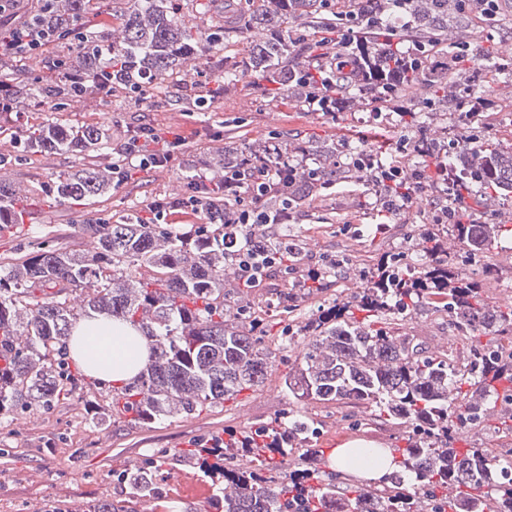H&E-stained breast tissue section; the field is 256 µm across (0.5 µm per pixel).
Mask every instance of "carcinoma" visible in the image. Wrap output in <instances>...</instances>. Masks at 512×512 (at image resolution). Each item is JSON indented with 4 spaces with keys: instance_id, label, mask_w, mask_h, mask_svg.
Instances as JSON below:
<instances>
[{
    "instance_id": "obj_1",
    "label": "carcinoma",
    "mask_w": 512,
    "mask_h": 512,
    "mask_svg": "<svg viewBox=\"0 0 512 512\" xmlns=\"http://www.w3.org/2000/svg\"><path fill=\"white\" fill-rule=\"evenodd\" d=\"M107 0H38L26 12L22 27L50 29L55 35L47 50L34 54L35 67L24 82L12 83L14 63L21 57L0 56V104L14 109L24 94L33 102H52L59 110L94 93L108 101L126 97L140 86L158 88L184 80L180 59L188 54L224 51V21L211 25L205 40L183 20L185 0H116V18L126 36L117 43L85 26ZM240 29L260 38L252 40L236 69L195 86L200 97L218 102L224 89L244 76H256L288 89L299 103L308 89L293 79L288 66L295 44L285 26L295 25L327 7V0H245ZM461 15L459 0H407L401 11L412 36L426 44L448 43V16ZM386 27L367 28L357 59L373 63ZM455 75L432 67L412 78L373 70L364 87L373 90L391 83L398 91L419 89L432 109L448 96ZM16 137L31 153L75 152L87 157L112 149V126L68 125L48 122L21 129ZM289 163L293 181L288 194H315L321 184L280 142L243 144L224 153V168L251 163ZM447 167L451 190L474 187L491 197L512 198V147L465 138L434 165ZM112 189V167L97 165L59 175L51 187L61 201L83 205ZM205 224L184 232L158 230L133 216L112 224L83 225L96 239L91 254L65 248L40 249L12 263L0 276V418L17 408L47 409L60 395L75 390L67 339L84 318L99 315L124 320L144 336L150 351L136 379L112 387L106 405L88 411L90 421L104 425L133 413L144 426L162 419H188L196 413L256 390L273 367L264 346L268 323L248 306L238 309L247 327L224 325V283L234 273L225 251L239 229L224 223L223 193L202 203ZM23 222V208L10 187L0 181V229ZM451 232L474 255L490 250L498 224H452ZM428 260L408 268L386 256L367 264L364 287L352 299H337L291 332L302 337L296 367L284 376L288 394L298 401L320 403L349 400L373 404L379 415L408 422L413 435L408 446L394 448L397 468L384 477L382 487H354L340 491L323 478L322 450L316 447L310 420L290 415L255 428L224 432V447L195 448L183 460L205 474L214 489L215 512H418L423 492L438 494V512H484L496 501V512H512V479L501 476L503 466L486 448H456L458 431L475 424L489 402L512 391V348L496 337L512 334V306H490L479 295L482 284L432 254L443 252L441 232L422 233ZM253 247L280 253L296 267L305 247L295 240L272 237L261 227L249 234ZM428 299L437 300L440 314L454 317L467 344V358L457 365L448 354L425 355L407 336L389 326L375 328L370 317L404 318ZM21 310L29 311L23 324ZM363 312L360 319L356 313ZM29 336L16 345L18 331ZM491 339L483 342L481 336ZM240 448L255 467H224V450ZM305 449L303 468L290 459ZM157 465L121 471L120 479L133 499L161 495L159 471L169 452L159 453Z\"/></svg>"
}]
</instances>
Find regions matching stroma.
Masks as SVG:
<instances>
[{"label": "stroma", "instance_id": "1", "mask_svg": "<svg viewBox=\"0 0 512 512\" xmlns=\"http://www.w3.org/2000/svg\"><path fill=\"white\" fill-rule=\"evenodd\" d=\"M451 38L467 50L459 62L461 68L488 74L491 65L512 45V0H502L494 26L484 25L481 15L472 12L467 23L453 30ZM224 43V54L186 59L185 82L163 93L150 94L143 102L125 99L107 107L99 98L91 97L65 111L51 112L23 99L17 111L0 112V154L11 159L0 169V178L10 184L16 198L28 208L24 223L0 235V258L19 257L42 247L93 251L95 243L82 233L81 224H105L119 215H140L156 199H182L187 194L189 176L222 178L219 160L225 149L244 142L260 143L275 134L288 144L305 146L298 161L307 169L318 168L316 148L321 143H335L343 155L352 150L364 151L386 162L400 138L416 139L430 128L445 141L474 130L481 138L512 146V82L492 79L487 82L493 102L491 111L466 117L452 99L446 115L434 116L422 124H401L396 112L390 113L386 122L376 121L374 102L358 89L353 92V108L336 117L306 112L274 102L271 90L254 77L243 78L235 89L225 93L223 103L213 104L207 111H183L182 103L189 96L191 85L233 69L248 47L245 33L237 29L225 30ZM47 121L108 124L119 143L136 134L142 125L150 124L158 129L160 138L149 143V150H163L176 137L183 144L161 169H142L130 158H119V165L129 169V176L107 195L72 208L55 202L49 189L59 174L81 168L82 156L29 155L13 137L14 131ZM443 188L440 179L429 178L414 206L390 215L381 212L375 191L366 179L337 178L316 196L301 201L289 222L273 226L271 232L278 237L305 240L306 263L310 266H328L350 242L356 244L360 254L376 258L398 253L409 264L421 253L420 234L429 227L431 207L442 200ZM468 213L478 222L502 225L503 232L483 258L471 255L455 236H446V258L453 268L477 277L485 265H492L493 278L481 295L490 305L511 304L512 201L492 198L483 206H469ZM291 283V278L274 270L257 287L241 289L226 301L227 326H239L236 308L241 300L260 309L272 326L265 345L273 357V370L259 391L242 392L188 420H161L148 428L119 420L96 427L87 419L83 403L104 402L109 388L98 383L84 386L81 395L60 397L50 409H20L14 417L0 420V445L10 449L8 455H0V512H45L50 505L88 512L102 499L124 504L127 492L123 484L115 481L116 472L145 464L159 449L191 447L219 437L224 430L255 427L291 412L313 420L322 448L335 449L350 441L369 442L380 448L400 443L408 436L410 425L379 420L370 405L348 401L304 404L288 395L282 377L296 352L281 339L282 328L291 322L304 325L318 304L357 294L364 286V277L354 267L336 270L318 297L302 301L298 310L289 315L283 313L277 300ZM400 332L427 352L449 350L456 361L464 359L465 343L449 332L447 317L433 314L430 308L408 315ZM456 445L487 448L496 457L512 458V432L502 428L496 416L482 418L480 423L459 431ZM160 486L161 498L140 500L135 505L136 512H204L213 497L208 480L187 465L165 466Z\"/></svg>", "mask_w": 512, "mask_h": 512}]
</instances>
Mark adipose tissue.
<instances>
[{"instance_id":"ef3b65f1","label":"adipose tissue","mask_w":512,"mask_h":512,"mask_svg":"<svg viewBox=\"0 0 512 512\" xmlns=\"http://www.w3.org/2000/svg\"><path fill=\"white\" fill-rule=\"evenodd\" d=\"M69 352L77 365L90 377L108 383L131 381L145 364L149 351L144 337L121 321L93 318L81 321L68 340ZM354 444L336 448L330 466L340 475L357 473L375 480L394 467L390 450L380 454L364 453L359 464H351Z\"/></svg>"}]
</instances>
